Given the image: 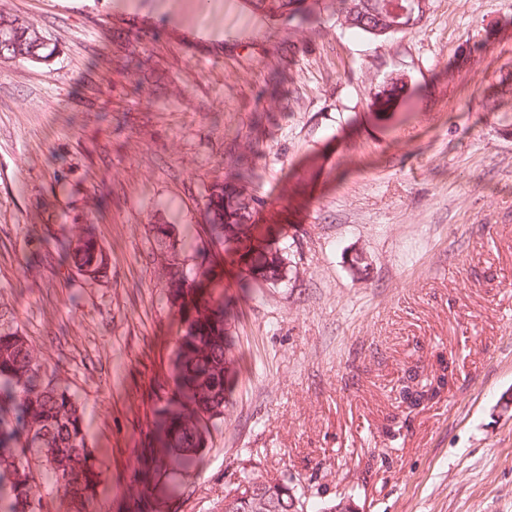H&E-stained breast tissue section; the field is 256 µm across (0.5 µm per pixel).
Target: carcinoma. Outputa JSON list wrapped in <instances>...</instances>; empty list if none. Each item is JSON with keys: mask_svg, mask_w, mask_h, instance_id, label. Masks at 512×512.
Wrapping results in <instances>:
<instances>
[{"mask_svg": "<svg viewBox=\"0 0 512 512\" xmlns=\"http://www.w3.org/2000/svg\"><path fill=\"white\" fill-rule=\"evenodd\" d=\"M255 9L271 18L293 20L311 12L319 3L306 0H251ZM379 0H326L336 25L387 37V18L380 15ZM40 27L30 20L0 10V62L25 60L43 63L50 58ZM229 138L233 148L224 158V178L212 183L206 196L205 218L214 246L238 243L260 200L246 191L253 178L252 138L237 131ZM156 248L147 256L155 287L170 304L203 287L209 279V250L190 254L174 224H153ZM76 269L89 276L102 272L108 258L89 227H80L64 240ZM247 276L274 285L288 275L286 247L251 249ZM34 345L18 327L0 324V512H50L49 494L31 495L37 478L51 476L58 490L68 492L89 482L84 467L89 460L83 412L77 401L56 379L50 367L33 354ZM176 386L197 411L219 415L224 407V302L196 308L175 354ZM165 448L191 451L201 441L193 414L171 412L161 429ZM268 472L242 468L238 484L224 494L214 512H286L290 498L296 512H333L337 502L310 498L297 490L292 478L271 485Z\"/></svg>", "mask_w": 512, "mask_h": 512, "instance_id": "cac0c4a2", "label": "carcinoma"}]
</instances>
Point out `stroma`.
Masks as SVG:
<instances>
[{
	"instance_id": "35a3bbf8",
	"label": "stroma",
	"mask_w": 512,
	"mask_h": 512,
	"mask_svg": "<svg viewBox=\"0 0 512 512\" xmlns=\"http://www.w3.org/2000/svg\"><path fill=\"white\" fill-rule=\"evenodd\" d=\"M209 2L0 0L53 52L0 64V322L58 365L91 452L51 512H210L245 461L364 512H512V0H430L383 39ZM228 130L261 204L212 252L224 414L187 466L159 440L187 321L149 227L208 244ZM76 224L101 276L70 266ZM282 241L287 278H242ZM412 373L449 383L413 406ZM64 247L74 267L89 276L100 274L107 265L108 258L91 227H78L64 240Z\"/></svg>"
}]
</instances>
